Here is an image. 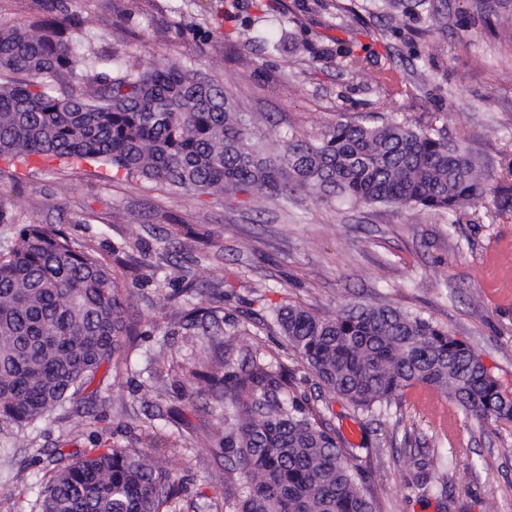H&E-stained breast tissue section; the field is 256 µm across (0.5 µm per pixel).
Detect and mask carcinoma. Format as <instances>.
<instances>
[{
  "instance_id": "1",
  "label": "carcinoma",
  "mask_w": 512,
  "mask_h": 512,
  "mask_svg": "<svg viewBox=\"0 0 512 512\" xmlns=\"http://www.w3.org/2000/svg\"><path fill=\"white\" fill-rule=\"evenodd\" d=\"M54 17L0 26V157L32 156L111 165L171 190L248 196L265 190L318 203L396 205L457 213L483 198L512 210V185L496 183L458 143L406 122L339 120L318 138H286L270 151L251 118L224 87L185 64L147 69L74 51L80 37L66 0ZM338 65L356 72L363 58L337 44ZM157 267L171 262L170 240L157 238ZM180 294L198 303L171 321L166 335L212 336L221 330L205 292L182 278ZM275 325L322 388L355 412L385 410L425 384L478 422H512V397L481 357L419 311L348 301L334 317L301 303L273 309ZM137 323L126 314L117 277L51 224H21L0 253V424L35 423L87 389L105 364L127 363ZM172 361L156 370L205 373ZM224 402V470L237 478L224 512H381L368 476L333 422L308 408L273 361L224 363L209 375ZM88 417L90 446L54 451L40 483L38 512H168L180 481L158 465L167 439L143 425L148 448H115ZM425 492L448 498V483L428 472Z\"/></svg>"
}]
</instances>
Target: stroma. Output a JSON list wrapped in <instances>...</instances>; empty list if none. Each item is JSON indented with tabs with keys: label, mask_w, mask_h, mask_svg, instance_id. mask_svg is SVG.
<instances>
[{
	"label": "stroma",
	"mask_w": 512,
	"mask_h": 512,
	"mask_svg": "<svg viewBox=\"0 0 512 512\" xmlns=\"http://www.w3.org/2000/svg\"><path fill=\"white\" fill-rule=\"evenodd\" d=\"M266 2L237 0V16L228 19L224 0H68L81 26L78 53L143 67L189 65L221 83L271 144L319 136L341 118H396L446 130L494 181L512 182V0H401L384 10L369 0H276L285 20L277 51L245 27ZM339 39L368 46L358 72L330 56ZM0 204L13 218L0 224V252L17 225H57L75 247L116 268L130 293L127 312L144 324L129 368L103 366L77 395V409L0 426V512H36L53 450L87 446L88 411L101 417L115 447L142 449L136 416L152 417L174 441L164 465L182 491L168 512H203L208 499L220 503L235 491L224 476L221 405L207 382L192 380L194 403L187 406L172 382L152 376L164 359L193 362L200 347V337L167 333L183 306L172 285L186 267L203 287L229 294L224 313L238 327L210 342L212 371L251 354L276 357L293 372L297 391L350 433L383 512H512V423L479 424L421 385L407 389L387 415L355 414L324 394L276 330L255 324L288 302L324 316L346 300L420 310L467 342L512 392V212L487 199L452 224L417 209L326 205L304 195L289 202L268 193L198 196L88 162L63 168L4 158ZM175 223L190 225L196 237L176 235V262L155 270V241L145 227L166 233ZM120 252L137 259L135 270L117 269ZM406 441L444 474L450 503L422 494L425 470L417 458L394 455ZM23 466L33 476L26 486L13 479Z\"/></svg>",
	"instance_id": "35a3bbf8"
}]
</instances>
